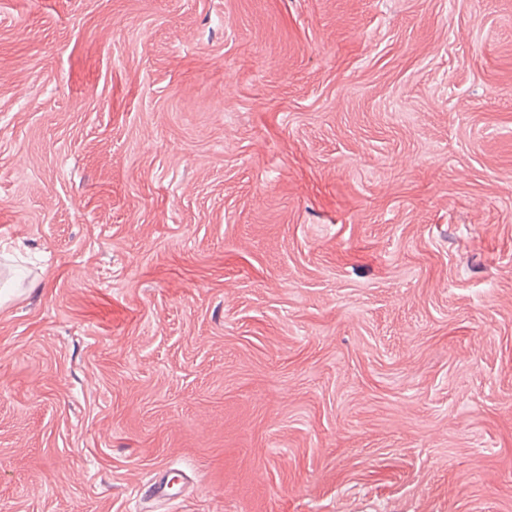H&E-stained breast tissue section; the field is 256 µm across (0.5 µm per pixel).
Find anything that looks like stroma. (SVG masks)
Instances as JSON below:
<instances>
[{"label": "stroma", "instance_id": "35a3bbf8", "mask_svg": "<svg viewBox=\"0 0 512 512\" xmlns=\"http://www.w3.org/2000/svg\"><path fill=\"white\" fill-rule=\"evenodd\" d=\"M0 512H512V0H0Z\"/></svg>", "mask_w": 512, "mask_h": 512}]
</instances>
